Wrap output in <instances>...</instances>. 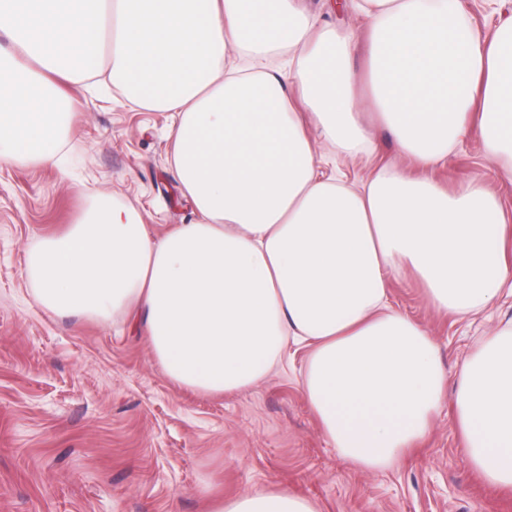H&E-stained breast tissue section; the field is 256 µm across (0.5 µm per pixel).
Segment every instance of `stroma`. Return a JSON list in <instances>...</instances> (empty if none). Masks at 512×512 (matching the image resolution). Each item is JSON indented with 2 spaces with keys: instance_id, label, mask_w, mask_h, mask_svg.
I'll return each instance as SVG.
<instances>
[{
  "instance_id": "stroma-1",
  "label": "stroma",
  "mask_w": 512,
  "mask_h": 512,
  "mask_svg": "<svg viewBox=\"0 0 512 512\" xmlns=\"http://www.w3.org/2000/svg\"><path fill=\"white\" fill-rule=\"evenodd\" d=\"M335 2L301 0L318 22L354 33V67L363 70L366 22ZM459 3L485 34L512 16V0ZM62 87L73 105L62 165L0 163V512H213L275 486L315 501L319 512H512V490L486 483L461 453L451 404L416 449L364 470L338 452L306 401V349L287 347L267 381L211 397L173 382L128 315L103 322L41 308L26 255L93 199L133 205L155 239L195 218L170 170L172 113L134 105L116 87ZM305 125L325 174L357 183L379 164L421 172L382 125L372 127L370 156L325 145L314 120ZM511 165L490 160L469 125L433 176L451 189L482 180L512 217ZM387 301L439 344L452 382L484 336L512 321L506 292L476 314H437L409 274L391 278Z\"/></svg>"
}]
</instances>
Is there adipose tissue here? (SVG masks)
I'll list each match as a JSON object with an SVG mask.
<instances>
[{
	"instance_id": "1",
	"label": "adipose tissue",
	"mask_w": 512,
	"mask_h": 512,
	"mask_svg": "<svg viewBox=\"0 0 512 512\" xmlns=\"http://www.w3.org/2000/svg\"><path fill=\"white\" fill-rule=\"evenodd\" d=\"M369 21V93L351 41L296 0H0V34L37 68L0 55V162L54 163L68 99L57 77L109 69L138 106L174 113L170 168L196 218L160 239L138 211L99 198L30 253L34 299L106 320L134 312L166 375L192 391L266 380L287 344L307 351L302 388L325 435L365 469L398 460L453 396L462 453L512 489V324L457 373L415 320L386 304L406 272L435 311L467 316L512 280L505 212L474 180L459 190L378 167L360 189L321 177L297 88L321 137L372 154L371 108L422 167L445 164L478 116L491 159L512 160V19L486 36L458 0H353ZM296 66L269 68L282 47ZM250 56L226 69L228 51ZM216 512H319L278 487Z\"/></svg>"
}]
</instances>
